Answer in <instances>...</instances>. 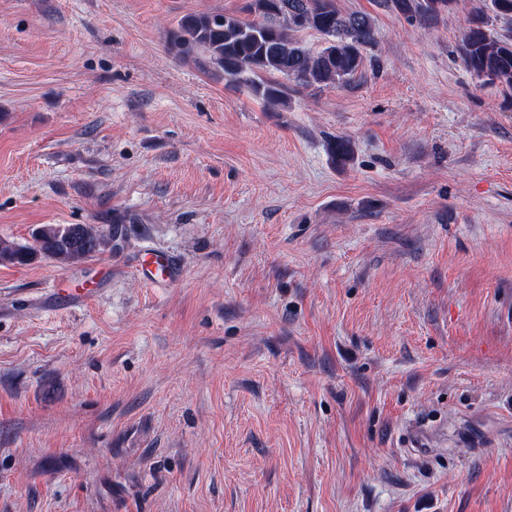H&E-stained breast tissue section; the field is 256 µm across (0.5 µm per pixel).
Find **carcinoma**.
Returning <instances> with one entry per match:
<instances>
[{
	"label": "carcinoma",
	"instance_id": "cac0c4a2",
	"mask_svg": "<svg viewBox=\"0 0 512 512\" xmlns=\"http://www.w3.org/2000/svg\"><path fill=\"white\" fill-rule=\"evenodd\" d=\"M454 0H376L377 6L429 25L451 9ZM252 20L221 13H199L180 19L170 45L215 72L245 85L249 93L271 105L288 103L282 75L302 87L347 86L365 69V52L376 44L375 23L367 13L343 14L335 0H251ZM476 15L464 28L459 51L469 72L479 80L512 91V0H477ZM313 30L323 39L317 51L297 37ZM328 153L348 162V139L330 141ZM34 243L0 239V265H29L40 258L60 264L90 257L112 241V229L99 224H44Z\"/></svg>",
	"mask_w": 512,
	"mask_h": 512
}]
</instances>
